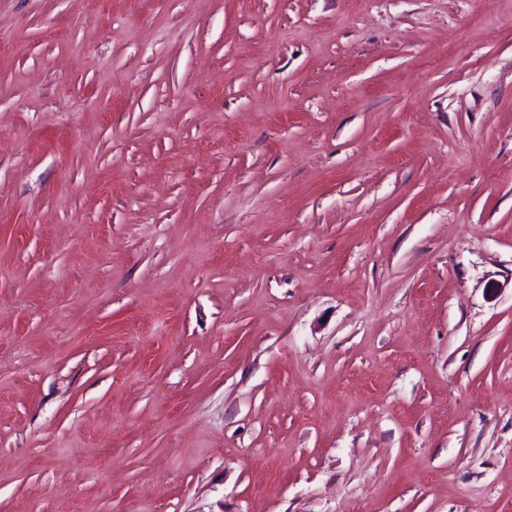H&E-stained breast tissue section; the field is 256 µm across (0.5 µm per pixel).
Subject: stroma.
<instances>
[{
    "label": "stroma",
    "instance_id": "obj_1",
    "mask_svg": "<svg viewBox=\"0 0 512 512\" xmlns=\"http://www.w3.org/2000/svg\"><path fill=\"white\" fill-rule=\"evenodd\" d=\"M0 512H512V0H0Z\"/></svg>",
    "mask_w": 512,
    "mask_h": 512
}]
</instances>
